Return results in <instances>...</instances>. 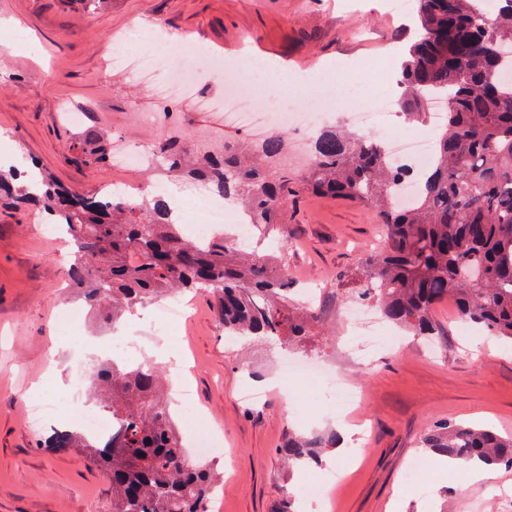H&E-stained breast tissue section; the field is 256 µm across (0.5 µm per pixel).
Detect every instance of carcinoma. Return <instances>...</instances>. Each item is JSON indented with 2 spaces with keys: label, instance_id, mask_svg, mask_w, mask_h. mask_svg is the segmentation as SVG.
Returning <instances> with one entry per match:
<instances>
[{
  "label": "carcinoma",
  "instance_id": "1",
  "mask_svg": "<svg viewBox=\"0 0 512 512\" xmlns=\"http://www.w3.org/2000/svg\"><path fill=\"white\" fill-rule=\"evenodd\" d=\"M474 2L416 0L418 37L401 63L399 107L418 118L430 100L448 103L432 159L420 172L390 164L375 138L334 127L318 133L303 174L281 166L287 144L280 134L206 151L180 139L158 141V168L204 182L211 194L239 204L247 223L285 238L288 204L305 192L359 202L375 213L386 246L364 256L358 298L376 301L389 321L427 337L437 335L433 310L451 298L470 324L512 342V0H497L490 19ZM109 140L86 128L70 148L85 164L102 163L110 159ZM404 181L415 182L409 205L392 200ZM36 185L35 193L17 181V171H0V197L48 214L78 243L67 275L89 313L109 307L115 321L147 300L205 290L228 338L306 336L315 327L313 312L297 311L280 268L235 258L222 236L204 245L186 237L165 196L141 210L120 194L68 189L42 172ZM91 384L119 419L112 436L55 430L50 447L75 449L105 471L111 512H207L221 479L210 465L190 462L158 367L108 364ZM422 447L512 468V437L490 429L437 423ZM334 450L331 432L290 435L277 453L291 465H320Z\"/></svg>",
  "mask_w": 512,
  "mask_h": 512
}]
</instances>
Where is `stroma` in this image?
Instances as JSON below:
<instances>
[{
    "instance_id": "stroma-1",
    "label": "stroma",
    "mask_w": 512,
    "mask_h": 512,
    "mask_svg": "<svg viewBox=\"0 0 512 512\" xmlns=\"http://www.w3.org/2000/svg\"><path fill=\"white\" fill-rule=\"evenodd\" d=\"M19 20L27 38L0 66V153L35 158L57 182L93 193L120 175L109 165L80 164L69 144L76 130L66 112L80 109L83 124L136 146L144 135L135 115L155 111L153 85L132 73L110 72L102 52L124 39L137 56L149 52L128 37L137 23L169 36H189L205 53L277 58L287 75L339 69L346 90L335 122L359 104L358 88L374 79L381 63L396 67L415 38L411 17L397 16L388 0H112L87 14L66 0H0V18ZM179 116L157 126L155 136L183 131L232 138L235 130L211 113L182 105ZM288 241L263 235L259 254H274L295 288L315 291L319 323L314 335L287 348L255 341H225L212 297L189 295L192 318L177 329L187 367L168 378L175 410L192 404L198 429L221 428L224 455L213 465L224 477L218 512H301L298 496L320 469L290 470L276 450L291 434L339 429L336 407L315 384L285 380L274 359L313 358L336 364L365 394L358 417L368 427L365 447L352 449L355 463L335 491L331 512H512V469L491 467L473 482L461 470L431 469L420 482L406 479L410 459L424 455L421 439L439 421L487 426L512 435V348L492 338L463 335L448 304L433 312L442 329L444 360L416 336L381 347L359 366L343 346L351 333L342 314L363 283L361 261L382 240L372 213L341 198L306 194L288 206ZM32 214L0 202V512H110L108 478L74 451L42 448L53 429L75 430L78 417L68 397L78 370L94 355H79L78 338H104L113 327L143 329L122 316L111 325L96 319L78 335L59 324L85 310L66 288L61 244L31 230ZM56 404L52 426L31 427L32 401Z\"/></svg>"
}]
</instances>
